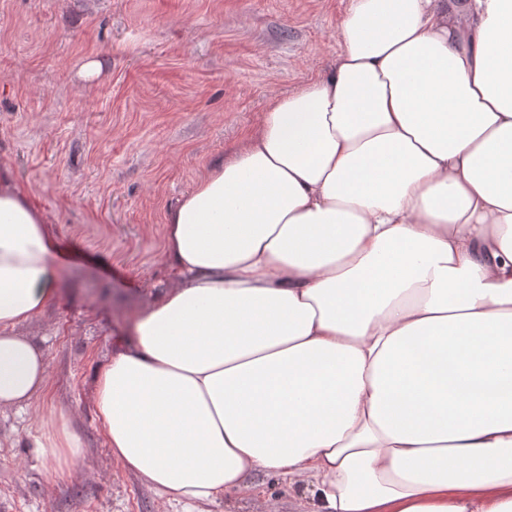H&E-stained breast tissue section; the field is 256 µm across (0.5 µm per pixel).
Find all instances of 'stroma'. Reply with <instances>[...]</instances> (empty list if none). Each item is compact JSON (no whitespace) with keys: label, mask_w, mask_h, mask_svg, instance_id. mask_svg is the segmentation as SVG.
<instances>
[{"label":"stroma","mask_w":512,"mask_h":512,"mask_svg":"<svg viewBox=\"0 0 512 512\" xmlns=\"http://www.w3.org/2000/svg\"><path fill=\"white\" fill-rule=\"evenodd\" d=\"M349 0H0V165L51 223L58 296L22 334L45 341L46 390L0 413V512H183L109 455L95 373L134 311L174 284L167 211L267 106L324 74ZM100 59L94 77L83 65ZM63 412L85 445L69 469L32 446ZM288 508L264 477L224 512Z\"/></svg>","instance_id":"1"}]
</instances>
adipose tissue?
Returning a JSON list of instances; mask_svg holds the SVG:
<instances>
[{
  "label": "adipose tissue",
  "mask_w": 512,
  "mask_h": 512,
  "mask_svg": "<svg viewBox=\"0 0 512 512\" xmlns=\"http://www.w3.org/2000/svg\"><path fill=\"white\" fill-rule=\"evenodd\" d=\"M175 283L94 379L113 459L197 507L275 475L288 512H512V0H350L326 73L166 216ZM56 243L0 167V410L44 391L18 326ZM35 448L84 444L64 415Z\"/></svg>",
  "instance_id": "1"
}]
</instances>
